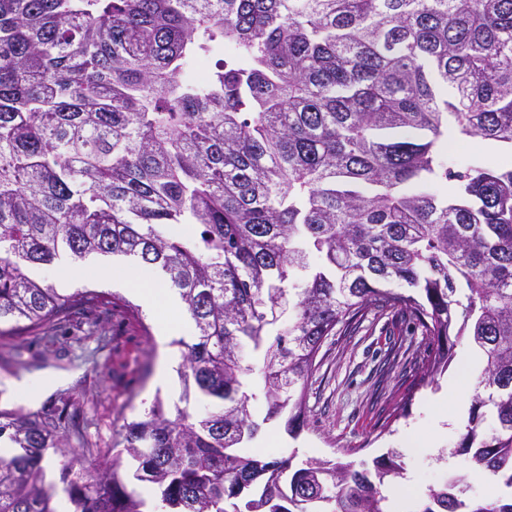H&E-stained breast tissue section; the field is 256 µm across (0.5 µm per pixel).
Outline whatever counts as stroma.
Listing matches in <instances>:
<instances>
[{"instance_id": "1", "label": "stroma", "mask_w": 512, "mask_h": 512, "mask_svg": "<svg viewBox=\"0 0 512 512\" xmlns=\"http://www.w3.org/2000/svg\"><path fill=\"white\" fill-rule=\"evenodd\" d=\"M128 264L127 258L115 257L108 278L88 265L77 276L59 274L52 266L33 269L35 279L58 288L88 287L113 294L111 313L99 321L108 344L99 346L96 337H83L72 327L60 331L49 355L36 341L19 346L14 340L0 339V356L40 364L45 375L64 376L60 385L24 396L17 384L27 378V370L0 367V408L37 412L57 404L76 385H84L88 390L84 435L98 447L108 448L123 423L138 419L154 399L170 406L178 403L181 350L164 336L159 316L166 313L176 321L186 313L168 311L162 302L154 308L142 305L127 285ZM131 305L138 307L139 316L128 313ZM421 340L420 331L390 311L369 313L354 332L337 329L325 340L321 364L309 384L307 427L298 437L289 436L283 420L265 421L266 408L257 398L253 412L263 426L245 454L289 456L297 465L311 458L337 459L362 470L372 467L376 458L396 452L404 468L402 480L409 487L406 500L411 512H417L428 488L472 470L467 457L455 451L469 407L449 399L472 370L468 342H457L454 359L437 383H421L422 368L415 362L383 379L376 373L391 344Z\"/></svg>"}]
</instances>
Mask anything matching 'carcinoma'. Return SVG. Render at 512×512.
<instances>
[{
	"label": "carcinoma",
	"instance_id": "obj_1",
	"mask_svg": "<svg viewBox=\"0 0 512 512\" xmlns=\"http://www.w3.org/2000/svg\"><path fill=\"white\" fill-rule=\"evenodd\" d=\"M450 132L512 148V0H0V338L49 352L113 306L32 268L134 257L193 322L172 341L180 401H207L155 400L115 454L82 437L80 387L0 409L19 449L0 455V512H56L50 448L74 512H145L142 483L153 512H386L392 452L371 470L242 452L260 430L245 348L264 421L295 437L325 340L380 308L421 330L432 382L456 340L482 352L456 452L512 489V159L454 171ZM467 479L419 512H512L464 497Z\"/></svg>",
	"mask_w": 512,
	"mask_h": 512
}]
</instances>
